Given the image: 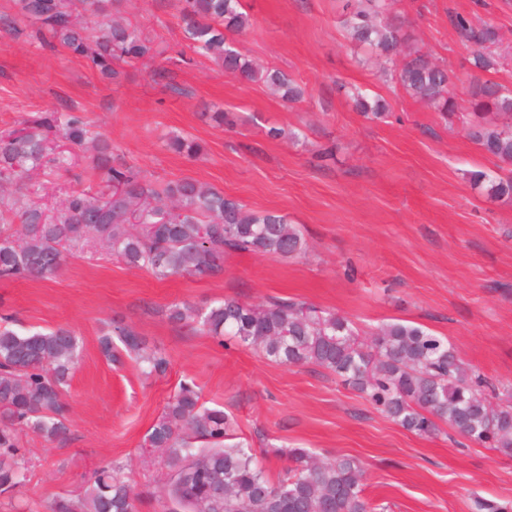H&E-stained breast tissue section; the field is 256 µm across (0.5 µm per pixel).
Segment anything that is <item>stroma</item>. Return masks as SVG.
I'll return each mask as SVG.
<instances>
[{
  "mask_svg": "<svg viewBox=\"0 0 512 512\" xmlns=\"http://www.w3.org/2000/svg\"><path fill=\"white\" fill-rule=\"evenodd\" d=\"M244 4L252 25L235 43L302 86L300 101L239 81L193 52L177 0L113 4L155 48L151 59L119 64L115 79L45 45L37 23L17 15L13 0H0V16L9 20L0 25V134L38 112L74 114L153 182L208 184L250 211L287 215L307 242L306 254L294 259L229 255L216 276L160 281L103 256L70 259L42 280L0 279V315L11 316L15 329L67 327L80 345L66 397L68 436L21 434L31 477L15 497L0 496V512L75 493L106 459L125 464L139 488L154 490L157 473L139 455L184 381L234 420L238 441L267 452L271 477L288 464L283 450L307 448L326 460L358 458L364 496L377 512H475L478 498L512 512V457L445 424L429 436L409 432L322 368L278 365L250 347L219 344L197 324L168 320L175 303L294 298L336 310L365 334L392 321L423 327L446 338L489 385L512 388V199L468 179L475 170L505 177L512 167L385 79L343 25L340 0ZM456 13L499 27L504 60L489 77L512 87V0L392 4L409 45L447 65L462 97L471 50L449 22ZM353 85L385 99L386 116L358 112L347 95ZM218 109L230 125L209 120ZM273 127L281 136H269ZM172 135L197 141L201 155L168 149ZM31 182L46 203L100 184L82 156L71 170L38 171ZM113 323L163 349L167 373L148 378L133 361L108 364L98 339Z\"/></svg>",
  "mask_w": 512,
  "mask_h": 512,
  "instance_id": "obj_1",
  "label": "stroma"
}]
</instances>
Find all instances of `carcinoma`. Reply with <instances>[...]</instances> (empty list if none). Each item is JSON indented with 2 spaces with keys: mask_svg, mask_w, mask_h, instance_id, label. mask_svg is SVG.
Segmentation results:
<instances>
[{
  "mask_svg": "<svg viewBox=\"0 0 512 512\" xmlns=\"http://www.w3.org/2000/svg\"><path fill=\"white\" fill-rule=\"evenodd\" d=\"M114 0H13L18 14L41 23L43 36L86 59L106 78L114 63L154 55L153 40L140 28L110 19ZM190 47L209 56L224 73L260 82L298 101L304 89L278 68L261 66L228 39L251 26L243 0H179ZM390 0H345L351 37L367 47L403 90L443 116L457 119L484 152L512 164V88L479 74L498 65L496 26L474 24L455 14L460 41L473 47L466 111H461L448 68L419 50L404 52L402 27L389 17ZM356 109L381 117L388 104L351 90ZM92 141L93 170L103 189L71 191L56 206L29 198L38 170H63L73 150ZM169 147L188 157L201 146L175 136ZM104 135L88 136L83 122L60 112H43L0 135V186L15 187L0 198V279L44 278L76 254L104 251L156 279L175 275L213 276L224 272L232 253H262L283 259L306 251V242L286 216L253 213L238 200L191 179L162 186L113 157ZM19 219L18 225L7 216ZM173 323L196 322L224 343L228 336L282 365L312 364L361 393L381 414L402 428L431 435L442 421L474 443L512 456V392L493 405L484 379L456 355L448 341L402 322L380 325L370 343L347 318L282 298L250 305L226 298L205 308L172 305ZM0 318V495L12 496L27 481L26 449L18 434L31 431L56 441L68 432L66 395L79 356L74 331L18 333ZM118 337V350L112 337ZM102 355L121 365L128 357L149 374H163L168 359L129 328L115 326L99 339ZM193 382L180 385L151 428L148 442L158 453L164 476L157 488L164 512H370L364 497L365 469L359 459L320 460L305 448L285 455V473L272 480L252 448L228 443L232 422L201 402ZM143 491L124 466L103 462L81 494L47 502L43 512H137Z\"/></svg>",
  "mask_w": 512,
  "mask_h": 512,
  "instance_id": "carcinoma-1",
  "label": "carcinoma"
}]
</instances>
